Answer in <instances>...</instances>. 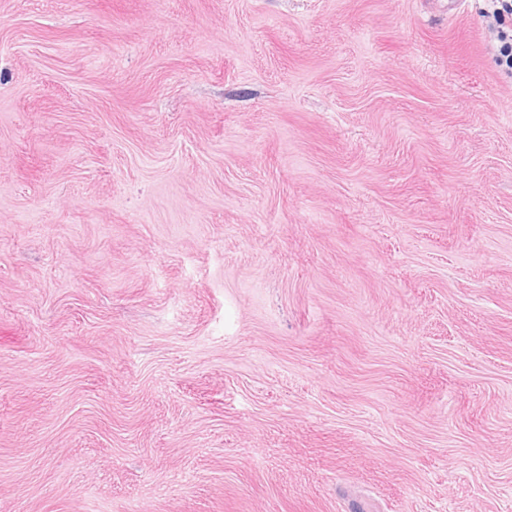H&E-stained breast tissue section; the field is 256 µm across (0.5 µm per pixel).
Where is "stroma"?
<instances>
[{"label":"stroma","instance_id":"35a3bbf8","mask_svg":"<svg viewBox=\"0 0 512 512\" xmlns=\"http://www.w3.org/2000/svg\"><path fill=\"white\" fill-rule=\"evenodd\" d=\"M485 7L0 0V512H512Z\"/></svg>","mask_w":512,"mask_h":512}]
</instances>
